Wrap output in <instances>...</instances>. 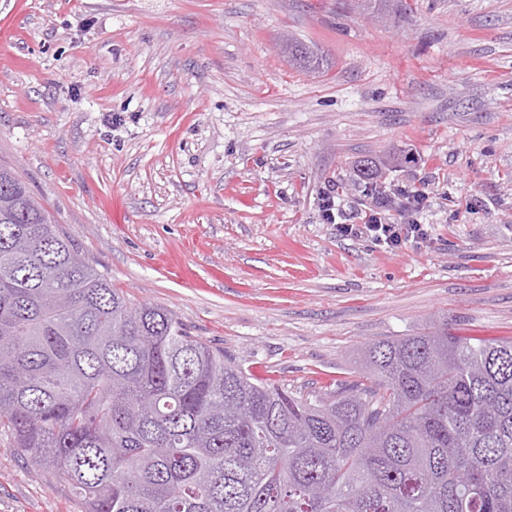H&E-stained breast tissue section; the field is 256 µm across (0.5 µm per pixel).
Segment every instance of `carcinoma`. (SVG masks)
I'll return each instance as SVG.
<instances>
[{
	"mask_svg": "<svg viewBox=\"0 0 512 512\" xmlns=\"http://www.w3.org/2000/svg\"><path fill=\"white\" fill-rule=\"evenodd\" d=\"M2 433L85 512H512V340L374 342L326 398L254 382L112 288L1 165Z\"/></svg>",
	"mask_w": 512,
	"mask_h": 512,
	"instance_id": "carcinoma-1",
	"label": "carcinoma"
}]
</instances>
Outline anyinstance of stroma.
Returning a JSON list of instances; mask_svg holds the SVG:
<instances>
[{"instance_id": "obj_1", "label": "stroma", "mask_w": 512, "mask_h": 512, "mask_svg": "<svg viewBox=\"0 0 512 512\" xmlns=\"http://www.w3.org/2000/svg\"><path fill=\"white\" fill-rule=\"evenodd\" d=\"M0 0V165L135 303L305 395L372 342L512 338V0ZM318 47L294 67L282 37ZM427 247L339 237L357 163ZM0 512H84L0 436Z\"/></svg>"}]
</instances>
